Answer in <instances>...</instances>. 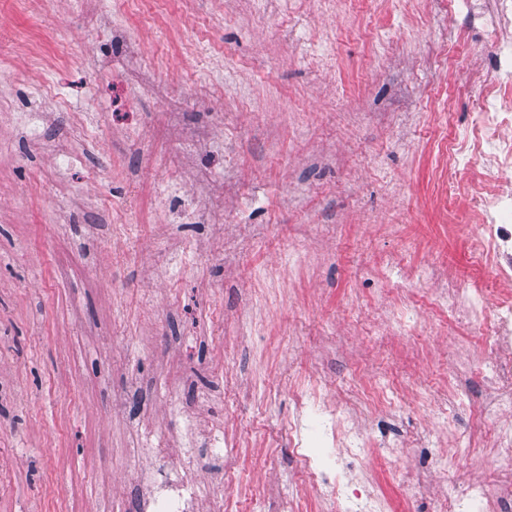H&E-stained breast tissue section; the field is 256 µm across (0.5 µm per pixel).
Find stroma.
I'll return each mask as SVG.
<instances>
[{
    "instance_id": "1",
    "label": "stroma",
    "mask_w": 512,
    "mask_h": 512,
    "mask_svg": "<svg viewBox=\"0 0 512 512\" xmlns=\"http://www.w3.org/2000/svg\"><path fill=\"white\" fill-rule=\"evenodd\" d=\"M302 10L332 69L302 60L281 37L289 18L262 0H0V512H138L149 440L202 491L221 482L232 512H323L284 436L299 396L333 404L409 376L422 392L397 418L365 412L378 453L362 470L390 512H436V486L497 471L487 447L430 474L453 445L427 400L462 375L450 430L488 436L499 421L481 367L491 328L449 322L428 276L495 282L474 271L466 230L448 231L442 154L498 41L444 0H348L340 23L319 0ZM108 29L138 55L113 54ZM114 71L135 123L113 118ZM44 82L63 100L34 94ZM24 106L50 113L70 172L25 142ZM173 112L206 129V150ZM203 167L224 202L217 227L179 223L170 196L193 193ZM115 206L114 231L101 217ZM392 308L410 323L377 339ZM214 423L237 456L226 482L185 440Z\"/></svg>"
}]
</instances>
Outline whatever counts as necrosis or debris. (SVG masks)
Returning a JSON list of instances; mask_svg holds the SVG:
<instances>
[{"instance_id": "1", "label": "necrosis or debris", "mask_w": 512, "mask_h": 512, "mask_svg": "<svg viewBox=\"0 0 512 512\" xmlns=\"http://www.w3.org/2000/svg\"><path fill=\"white\" fill-rule=\"evenodd\" d=\"M457 10L477 16L486 31L502 42L491 69H476L471 82L478 89L477 118L465 134L448 147L453 166L481 158L486 162L484 180L452 179L448 186L449 204H462L468 223L477 225L471 238V255L479 266L493 267L500 288L476 283L464 287L446 283L441 299L449 318L491 322L493 342L483 361L487 379L493 382L491 402L505 414L491 437L499 448L501 465L491 482H472L460 499L441 498L438 512H454L459 501H466L473 512H512V293L501 287L512 283V0H453ZM395 411L392 398L382 391L363 392L361 398L345 399L342 407L330 409L319 396L300 399L296 420L289 425L287 440L294 448H306L310 440L304 431L305 420L319 426L320 445L343 449L355 460L371 451L368 434L360 419L361 407ZM157 467L146 482L143 512H196L197 485L190 465L171 468L168 451L155 447L150 451ZM327 503V512H386L385 499L361 475L352 469L328 475L311 467Z\"/></svg>"}]
</instances>
